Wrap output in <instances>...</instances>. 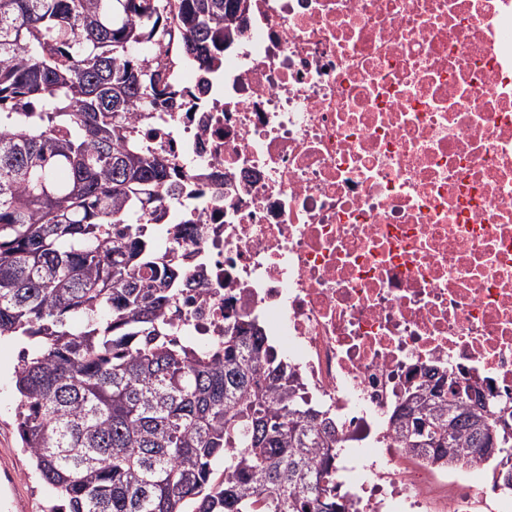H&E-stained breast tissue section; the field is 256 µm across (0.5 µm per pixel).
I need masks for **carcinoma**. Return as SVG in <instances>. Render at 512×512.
<instances>
[{"mask_svg":"<svg viewBox=\"0 0 512 512\" xmlns=\"http://www.w3.org/2000/svg\"><path fill=\"white\" fill-rule=\"evenodd\" d=\"M239 2L0 0V337L28 341L17 426L69 512H346L322 485L335 420L256 322H224L211 345L171 336L189 281L150 228L183 188L135 116L162 111L159 42L176 32L183 62L214 72ZM446 382L404 391L397 439L512 486V420L448 400Z\"/></svg>","mask_w":512,"mask_h":512,"instance_id":"1","label":"carcinoma"}]
</instances>
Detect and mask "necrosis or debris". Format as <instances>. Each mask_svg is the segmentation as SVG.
Wrapping results in <instances>:
<instances>
[{"label":"necrosis or debris","mask_w":512,"mask_h":512,"mask_svg":"<svg viewBox=\"0 0 512 512\" xmlns=\"http://www.w3.org/2000/svg\"><path fill=\"white\" fill-rule=\"evenodd\" d=\"M239 43L143 128L192 189L176 337L259 324L336 417L348 512H512L388 421L428 372L512 393V0H249Z\"/></svg>","instance_id":"obj_1"}]
</instances>
